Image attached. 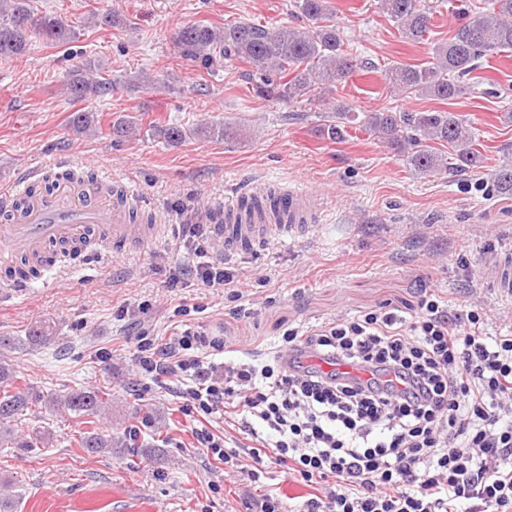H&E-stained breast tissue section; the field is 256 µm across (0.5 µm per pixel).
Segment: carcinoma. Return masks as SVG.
<instances>
[{
    "instance_id": "cac0c4a2",
    "label": "carcinoma",
    "mask_w": 512,
    "mask_h": 512,
    "mask_svg": "<svg viewBox=\"0 0 512 512\" xmlns=\"http://www.w3.org/2000/svg\"><path fill=\"white\" fill-rule=\"evenodd\" d=\"M382 12L410 40L421 39L430 29L433 13L422 0H380ZM492 8L468 19L452 40L439 44L432 61L421 65L394 63L381 73L388 88L401 95L450 102L474 94L487 81L476 75L493 55L512 51V0H491ZM309 20L304 28L236 22L222 27L196 23L175 34L180 55L214 70L224 60H240L263 76L255 85L259 95H275L294 101L318 88L325 94L347 81L358 60L344 49V40L336 23L330 0H295ZM40 37L50 43H65L75 38L74 26L57 14L34 12L31 0H0V61L26 54L32 39ZM116 81L101 76L100 65L92 60L83 63L81 73L66 83L68 94L76 99L87 95H104ZM355 120L347 107L336 105L328 111L321 135L342 140L346 124ZM361 127L388 147L407 158L420 173L448 170V156L436 151L433 144H448L453 160L462 169L482 167L483 154L476 148L471 121L445 110H404L400 112H366ZM151 135L167 142H178L200 133L223 138L226 127L185 129L173 124L150 125ZM264 211L258 199L244 200L236 223H250ZM6 340L0 337V448H38L47 443L49 432L34 428L17 433L13 422L27 416L32 405L54 414H68L86 419L91 428L82 432L79 445L90 455L110 454L114 448L132 444L99 431L97 422L108 414L112 394L98 387H83L67 392L34 395L30 388L13 387L17 378L12 364L1 353Z\"/></svg>"
}]
</instances>
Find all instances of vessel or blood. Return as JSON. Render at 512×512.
I'll return each mask as SVG.
<instances>
[{
	"instance_id": "obj_1",
	"label": "vessel or blood",
	"mask_w": 512,
	"mask_h": 512,
	"mask_svg": "<svg viewBox=\"0 0 512 512\" xmlns=\"http://www.w3.org/2000/svg\"><path fill=\"white\" fill-rule=\"evenodd\" d=\"M89 234L110 242L119 253L153 241V229L130 221L120 197L105 199L97 186L67 182L33 193L27 202L0 219V268L43 253L47 246Z\"/></svg>"
}]
</instances>
